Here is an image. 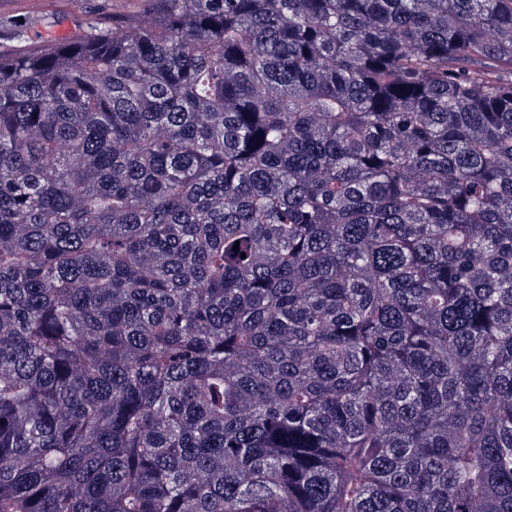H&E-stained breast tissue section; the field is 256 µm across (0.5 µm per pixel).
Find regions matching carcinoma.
Here are the masks:
<instances>
[{
	"mask_svg": "<svg viewBox=\"0 0 512 512\" xmlns=\"http://www.w3.org/2000/svg\"><path fill=\"white\" fill-rule=\"evenodd\" d=\"M42 17L0 15V512H512V0Z\"/></svg>",
	"mask_w": 512,
	"mask_h": 512,
	"instance_id": "cac0c4a2",
	"label": "carcinoma"
}]
</instances>
